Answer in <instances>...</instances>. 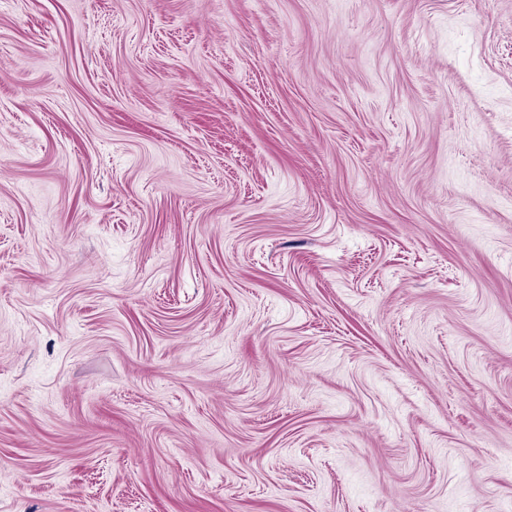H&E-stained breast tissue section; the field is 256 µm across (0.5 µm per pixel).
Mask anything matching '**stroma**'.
Instances as JSON below:
<instances>
[{
	"instance_id": "obj_1",
	"label": "stroma",
	"mask_w": 512,
	"mask_h": 512,
	"mask_svg": "<svg viewBox=\"0 0 512 512\" xmlns=\"http://www.w3.org/2000/svg\"><path fill=\"white\" fill-rule=\"evenodd\" d=\"M0 512H512V0H0Z\"/></svg>"
}]
</instances>
